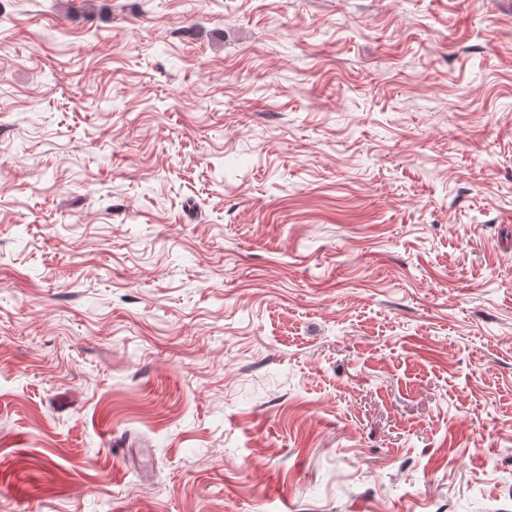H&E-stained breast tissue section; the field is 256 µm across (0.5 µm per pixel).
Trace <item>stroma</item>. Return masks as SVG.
Listing matches in <instances>:
<instances>
[{
    "mask_svg": "<svg viewBox=\"0 0 512 512\" xmlns=\"http://www.w3.org/2000/svg\"><path fill=\"white\" fill-rule=\"evenodd\" d=\"M0 512H512V0H0Z\"/></svg>",
    "mask_w": 512,
    "mask_h": 512,
    "instance_id": "1",
    "label": "stroma"
}]
</instances>
